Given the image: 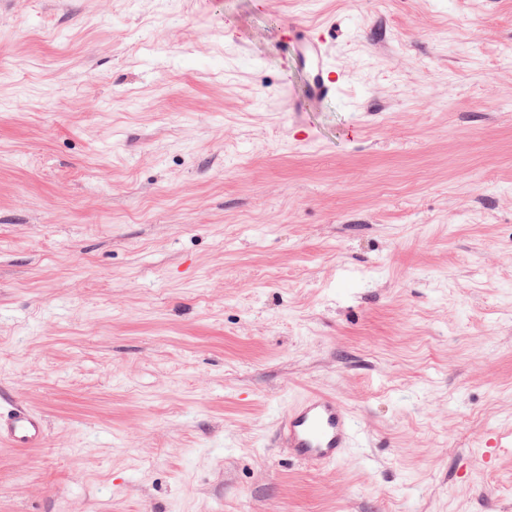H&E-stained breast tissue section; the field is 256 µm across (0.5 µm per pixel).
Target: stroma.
Listing matches in <instances>:
<instances>
[{
	"label": "stroma",
	"mask_w": 512,
	"mask_h": 512,
	"mask_svg": "<svg viewBox=\"0 0 512 512\" xmlns=\"http://www.w3.org/2000/svg\"><path fill=\"white\" fill-rule=\"evenodd\" d=\"M0 394V512H512V0H0ZM291 42L300 58L310 63L308 96L319 101L336 97L341 70L330 54L333 42L329 33L318 27L303 26L300 37L291 38ZM350 412L336 397L309 392L288 407L275 430L276 448L310 468L341 461L358 440ZM47 440L41 413L17 400L0 397V442L11 448H39Z\"/></svg>",
	"instance_id": "obj_1"
}]
</instances>
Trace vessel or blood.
<instances>
[{
    "label": "vessel or blood",
    "instance_id": "vessel-or-blood-1",
    "mask_svg": "<svg viewBox=\"0 0 512 512\" xmlns=\"http://www.w3.org/2000/svg\"><path fill=\"white\" fill-rule=\"evenodd\" d=\"M292 46L309 61L307 93L323 101L335 97L340 88L339 69L331 54L332 39L324 29L302 27ZM358 426L336 397L311 392L289 406L276 431L277 447L290 457L322 468L341 461L358 440ZM48 440L44 417L25 404L0 397V442L12 448H38Z\"/></svg>",
    "mask_w": 512,
    "mask_h": 512
}]
</instances>
